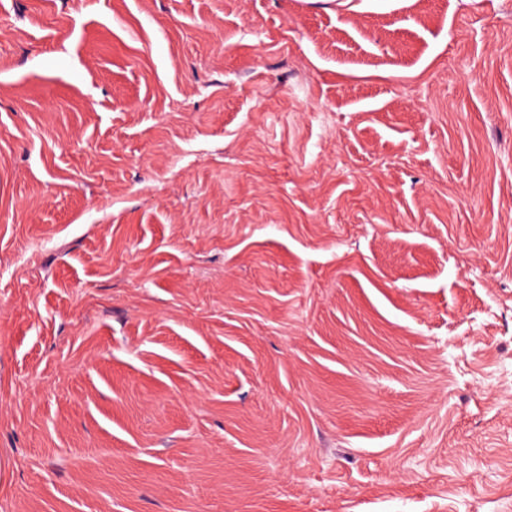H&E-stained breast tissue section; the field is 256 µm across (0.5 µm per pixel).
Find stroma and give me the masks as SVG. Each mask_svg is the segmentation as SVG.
I'll return each instance as SVG.
<instances>
[{"label": "stroma", "instance_id": "stroma-1", "mask_svg": "<svg viewBox=\"0 0 512 512\" xmlns=\"http://www.w3.org/2000/svg\"><path fill=\"white\" fill-rule=\"evenodd\" d=\"M0 512H512V0H0Z\"/></svg>", "mask_w": 512, "mask_h": 512}]
</instances>
